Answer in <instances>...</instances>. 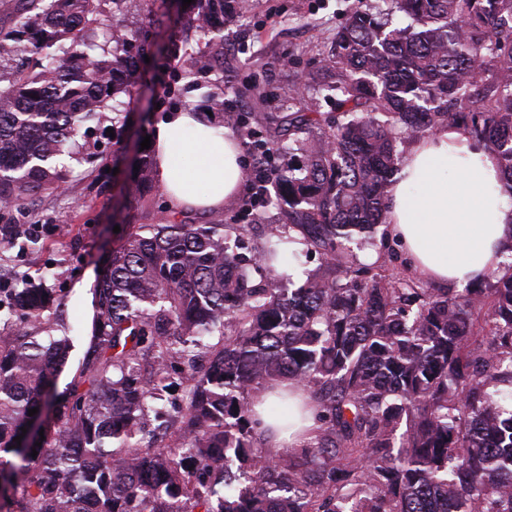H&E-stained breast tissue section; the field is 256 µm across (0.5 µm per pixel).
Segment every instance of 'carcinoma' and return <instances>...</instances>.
Returning a JSON list of instances; mask_svg holds the SVG:
<instances>
[{"instance_id": "cac0c4a2", "label": "carcinoma", "mask_w": 512, "mask_h": 512, "mask_svg": "<svg viewBox=\"0 0 512 512\" xmlns=\"http://www.w3.org/2000/svg\"><path fill=\"white\" fill-rule=\"evenodd\" d=\"M124 3L16 0L0 60L46 50L49 61L0 86V201L57 189L45 162L136 93L145 48L117 18ZM387 4L381 19L369 7L346 16L326 64L303 91L288 87L274 134L227 113L252 153L278 159L259 197L278 225L256 255L240 253L248 231L236 218L130 217L61 395L71 338L41 325L55 299L34 283L13 291L0 318V452L20 463L0 458V512H512V265L434 293L386 274L387 256L361 265L352 249L373 245L405 138L461 124L512 182V0ZM246 9L193 0L196 47L171 51L191 84L215 76L213 109H224L213 34ZM396 12L409 22L393 25ZM306 96L335 111L296 107ZM137 166L142 195L155 188L148 150ZM296 242L322 259L297 288ZM177 380L182 399L156 407ZM282 380L310 393L320 426L273 454L249 395ZM34 407L53 412L43 441L22 436ZM151 411L162 448L138 439Z\"/></svg>"}]
</instances>
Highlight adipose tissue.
I'll list each match as a JSON object with an SVG mask.
<instances>
[{"instance_id":"adipose-tissue-1","label":"adipose tissue","mask_w":512,"mask_h":512,"mask_svg":"<svg viewBox=\"0 0 512 512\" xmlns=\"http://www.w3.org/2000/svg\"><path fill=\"white\" fill-rule=\"evenodd\" d=\"M153 146L156 179L172 211H221L242 187L237 139L192 108L170 109ZM384 222L423 280L448 288L478 283L503 269L512 246V183L464 127L443 125L408 147Z\"/></svg>"}]
</instances>
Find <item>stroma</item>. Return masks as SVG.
Instances as JSON below:
<instances>
[{"mask_svg":"<svg viewBox=\"0 0 512 512\" xmlns=\"http://www.w3.org/2000/svg\"><path fill=\"white\" fill-rule=\"evenodd\" d=\"M358 5L359 0H252L248 13L224 29V108L213 111L215 125H223L225 113L251 112L258 118V130L273 127L284 90L315 70L344 15ZM181 11L182 0H166L156 11L148 0H128L121 15L133 35L157 46L137 78L142 94L128 106L124 146L131 148L144 137L155 136L170 107L165 89L172 81L173 62L163 47L179 37L175 19ZM255 84L266 89V101L251 96L249 89ZM113 116L112 109H105L81 127L70 154L60 160L59 190L0 213V220L14 230L39 227L32 248L0 244V275L8 279L0 288V305H10L12 289L24 279L61 296V303L45 314L56 330L67 331L73 339L57 379L61 390L75 373L84 343L75 285L88 272H99L119 243L114 227L127 212H135L139 223L154 224L165 202L159 187L140 199L130 192L134 175L129 161H112Z\"/></svg>","mask_w":512,"mask_h":512,"instance_id":"1","label":"stroma"}]
</instances>
